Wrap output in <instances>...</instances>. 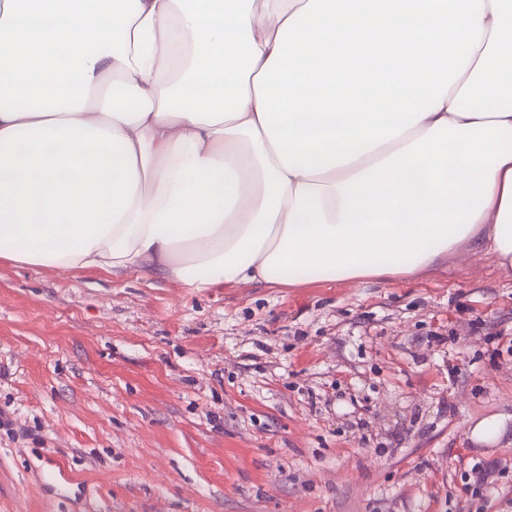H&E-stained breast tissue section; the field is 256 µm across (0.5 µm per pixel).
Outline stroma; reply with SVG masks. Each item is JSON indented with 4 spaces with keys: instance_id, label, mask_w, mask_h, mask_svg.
I'll return each mask as SVG.
<instances>
[{
    "instance_id": "35a3bbf8",
    "label": "stroma",
    "mask_w": 512,
    "mask_h": 512,
    "mask_svg": "<svg viewBox=\"0 0 512 512\" xmlns=\"http://www.w3.org/2000/svg\"><path fill=\"white\" fill-rule=\"evenodd\" d=\"M477 462L508 471L485 498ZM0 512H512V270L198 291L1 259Z\"/></svg>"
}]
</instances>
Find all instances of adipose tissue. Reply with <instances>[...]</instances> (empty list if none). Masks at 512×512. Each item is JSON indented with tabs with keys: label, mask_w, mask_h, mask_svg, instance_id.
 I'll use <instances>...</instances> for the list:
<instances>
[{
	"label": "adipose tissue",
	"mask_w": 512,
	"mask_h": 512,
	"mask_svg": "<svg viewBox=\"0 0 512 512\" xmlns=\"http://www.w3.org/2000/svg\"><path fill=\"white\" fill-rule=\"evenodd\" d=\"M512 267V0H0V259L189 288Z\"/></svg>",
	"instance_id": "1"
}]
</instances>
